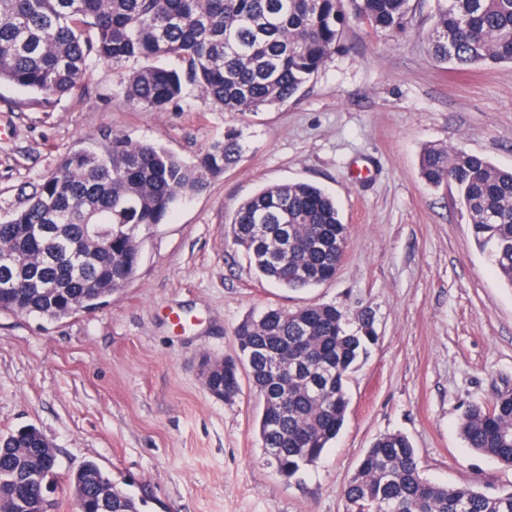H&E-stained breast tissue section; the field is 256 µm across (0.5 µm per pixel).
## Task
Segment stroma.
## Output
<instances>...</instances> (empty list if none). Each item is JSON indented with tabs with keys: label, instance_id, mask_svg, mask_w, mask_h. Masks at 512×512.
Here are the masks:
<instances>
[{
	"label": "stroma",
	"instance_id": "35a3bbf8",
	"mask_svg": "<svg viewBox=\"0 0 512 512\" xmlns=\"http://www.w3.org/2000/svg\"><path fill=\"white\" fill-rule=\"evenodd\" d=\"M412 5L399 34L350 23L296 96L245 116L190 89L167 112L122 104L133 61H90L81 89L50 106L0 84L2 219L61 154L110 133L187 163L228 131L245 147L147 233L136 277L109 303L59 322L0 312V433L37 427L59 473L95 461L144 512H346L361 456L394 433L429 482L512 489V468L468 448L459 429L469 405L512 392V288L475 245L454 189L419 174L429 146L512 169V64L459 73L435 63L434 2ZM298 182L335 197L348 241L332 281L293 292L259 279L224 226L262 188ZM312 303L353 321L370 311L377 341L350 377L340 434L288 480L260 448L252 387L214 399L201 362L236 355L249 312Z\"/></svg>",
	"mask_w": 512,
	"mask_h": 512
}]
</instances>
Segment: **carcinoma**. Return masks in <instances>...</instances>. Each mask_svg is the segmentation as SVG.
Wrapping results in <instances>:
<instances>
[{"label":"carcinoma","mask_w":512,"mask_h":512,"mask_svg":"<svg viewBox=\"0 0 512 512\" xmlns=\"http://www.w3.org/2000/svg\"><path fill=\"white\" fill-rule=\"evenodd\" d=\"M410 0H0V83L49 103L77 90L91 58L146 60L124 80L122 101L166 112L193 88L226 112L246 114L295 96L326 64L351 21L393 34ZM430 56L456 71L512 63V0H435ZM174 57L178 67L155 64ZM231 132L187 164L166 148L114 136L62 155L0 220V311L61 321L99 308L137 274L143 236L177 199L205 191L241 158ZM430 186L455 188L477 247L512 287V170L481 155L428 148ZM226 236L257 275L283 288L335 278L348 227L336 200L309 183L266 187L234 211ZM238 355L204 369L210 395L230 401L241 370L260 398L263 454L285 478L320 459L344 426L349 374L375 341L364 312L350 328L334 304L269 306L235 329ZM467 446L512 467V393L465 411ZM57 454L35 427L0 434V512H44ZM86 512H141V501L94 461L68 477ZM347 512H512V490L487 494L421 477L402 434L379 438L344 489Z\"/></svg>","instance_id":"cac0c4a2"}]
</instances>
